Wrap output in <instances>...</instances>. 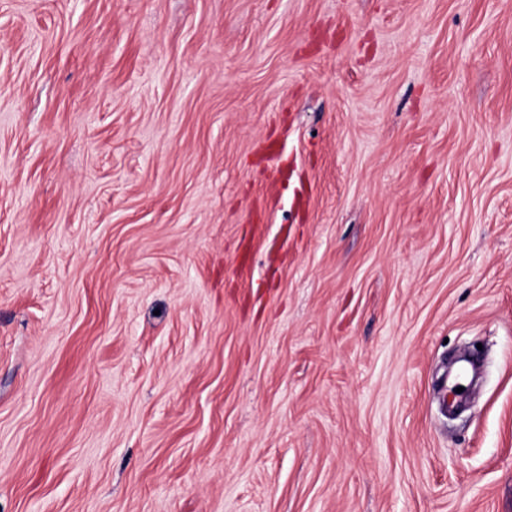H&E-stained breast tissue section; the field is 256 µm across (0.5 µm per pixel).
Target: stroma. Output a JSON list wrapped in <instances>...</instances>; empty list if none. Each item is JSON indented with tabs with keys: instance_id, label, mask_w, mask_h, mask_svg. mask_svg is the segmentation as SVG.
Wrapping results in <instances>:
<instances>
[{
	"instance_id": "1",
	"label": "stroma",
	"mask_w": 512,
	"mask_h": 512,
	"mask_svg": "<svg viewBox=\"0 0 512 512\" xmlns=\"http://www.w3.org/2000/svg\"><path fill=\"white\" fill-rule=\"evenodd\" d=\"M0 512H512V0H0Z\"/></svg>"
}]
</instances>
